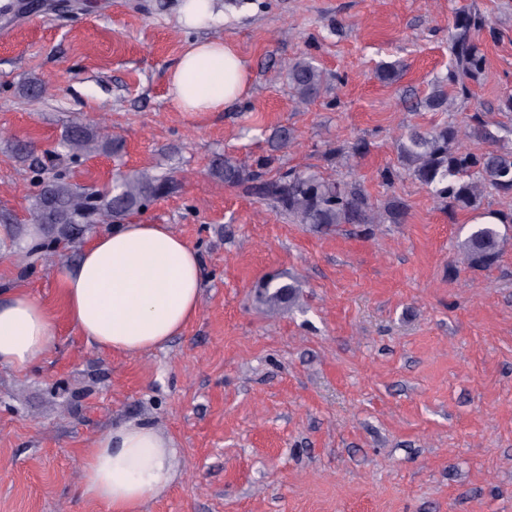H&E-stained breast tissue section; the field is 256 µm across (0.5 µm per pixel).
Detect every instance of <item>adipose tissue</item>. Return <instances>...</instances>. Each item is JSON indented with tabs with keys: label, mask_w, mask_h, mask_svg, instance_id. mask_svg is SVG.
I'll list each match as a JSON object with an SVG mask.
<instances>
[{
	"label": "adipose tissue",
	"mask_w": 512,
	"mask_h": 512,
	"mask_svg": "<svg viewBox=\"0 0 512 512\" xmlns=\"http://www.w3.org/2000/svg\"><path fill=\"white\" fill-rule=\"evenodd\" d=\"M250 63L223 37L192 41L168 78V96L192 115L220 112L246 95ZM71 326L100 349L134 358L164 348L197 317L203 288L198 251L167 224L130 220L96 234L61 275ZM48 308L26 290L0 292V367L26 370L55 340ZM175 441L145 420L112 424L80 463L84 498L107 512H143L172 484Z\"/></svg>",
	"instance_id": "obj_1"
}]
</instances>
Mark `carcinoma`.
<instances>
[{"instance_id": "obj_1", "label": "carcinoma", "mask_w": 512, "mask_h": 512, "mask_svg": "<svg viewBox=\"0 0 512 512\" xmlns=\"http://www.w3.org/2000/svg\"><path fill=\"white\" fill-rule=\"evenodd\" d=\"M488 26L483 14L469 11L458 15L451 27V61L445 81L437 84L421 101L430 112H446L448 91L467 99L470 84L483 74L486 58L475 36ZM288 84L292 96L306 104L316 97L324 75L315 61L298 57L288 63ZM469 136L488 147L471 151L461 144V128L453 121L429 131L409 129L397 139L402 168L423 186L462 211L476 212L487 189L512 193V149L500 145L503 137L478 121ZM112 143L102 139L94 128L73 124L53 150L30 164L39 187L28 208V223L18 225L23 249L30 257L55 254L58 246L71 244L97 224H113L136 213L151 201L174 189L173 179L148 169L137 170L116 179L109 194L89 191L73 183L70 165L80 158L109 152ZM272 158L246 168L226 157L213 165L212 175L226 186H240L299 224H399L404 204L390 200L384 211L375 209L369 197L353 182L324 178L315 172L289 169L268 176ZM502 234L497 224L473 223L458 248L472 266L492 263L499 253ZM261 302L276 306L291 302L294 286L269 278L258 285Z\"/></svg>"}]
</instances>
